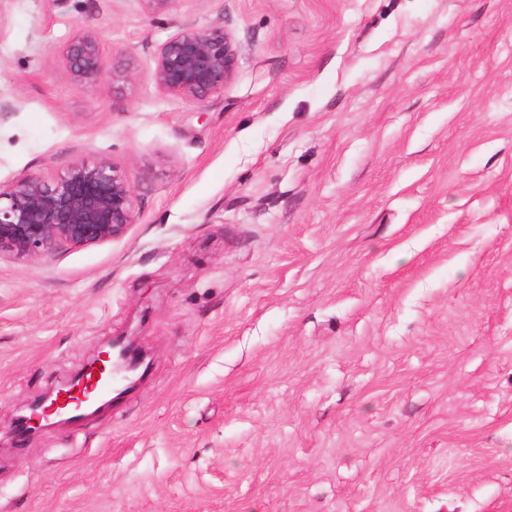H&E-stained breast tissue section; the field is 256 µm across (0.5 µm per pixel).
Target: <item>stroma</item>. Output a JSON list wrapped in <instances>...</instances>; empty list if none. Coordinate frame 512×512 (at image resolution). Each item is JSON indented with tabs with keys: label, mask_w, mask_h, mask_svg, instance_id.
<instances>
[{
	"label": "stroma",
	"mask_w": 512,
	"mask_h": 512,
	"mask_svg": "<svg viewBox=\"0 0 512 512\" xmlns=\"http://www.w3.org/2000/svg\"><path fill=\"white\" fill-rule=\"evenodd\" d=\"M187 23L220 98L146 76ZM86 29L141 77L71 83ZM0 104V182L139 215L0 255V512H512V0H0ZM120 335L139 388L14 436ZM236 60L235 39L224 27L189 23L160 45L148 77L167 94L205 102L224 94ZM137 219L132 185L106 157L73 163L50 182L30 174L0 183V254L20 260L120 239Z\"/></svg>",
	"instance_id": "stroma-1"
}]
</instances>
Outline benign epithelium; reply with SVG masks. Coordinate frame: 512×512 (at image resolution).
I'll return each instance as SVG.
<instances>
[{"label":"benign epithelium","mask_w":512,"mask_h":512,"mask_svg":"<svg viewBox=\"0 0 512 512\" xmlns=\"http://www.w3.org/2000/svg\"><path fill=\"white\" fill-rule=\"evenodd\" d=\"M67 78L82 87L95 86L105 73L99 35H75L62 51ZM237 45L220 26L184 25L160 45L148 77L164 92L187 102H205L224 94L236 71ZM141 76L134 57L123 55L112 66V80ZM132 185L106 157L76 162L46 180L30 174L0 183V253L20 260L46 255L61 244L88 247L122 238L136 223ZM111 363V372L128 375L135 366L124 355L103 351L87 368L97 373Z\"/></svg>","instance_id":"benign-epithelium-1"}]
</instances>
